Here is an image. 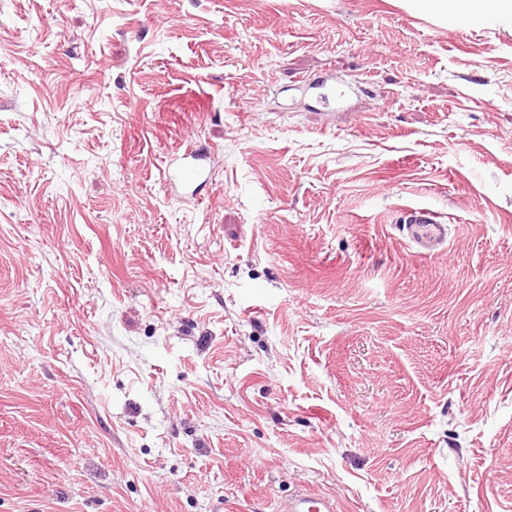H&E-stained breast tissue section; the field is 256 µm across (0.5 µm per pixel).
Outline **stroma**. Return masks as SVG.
Here are the masks:
<instances>
[{"mask_svg":"<svg viewBox=\"0 0 512 512\" xmlns=\"http://www.w3.org/2000/svg\"><path fill=\"white\" fill-rule=\"evenodd\" d=\"M322 71L348 111L293 101ZM297 491L512 512V20L0 0V512ZM207 153L195 146H188L181 155L169 161L165 168V182L170 186L189 189L207 178L205 161ZM397 224L404 238L419 252L432 253L442 247L448 239V226L438 214L424 207L405 209Z\"/></svg>","mask_w":512,"mask_h":512,"instance_id":"stroma-1","label":"stroma"}]
</instances>
